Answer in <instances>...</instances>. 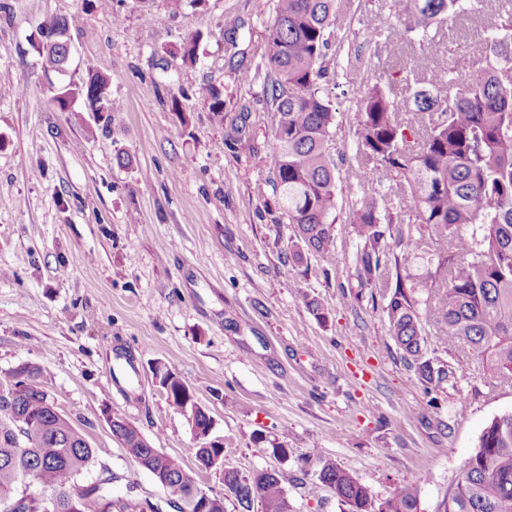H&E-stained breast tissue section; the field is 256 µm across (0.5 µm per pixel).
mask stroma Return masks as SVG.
Returning <instances> with one entry per match:
<instances>
[{"label": "stroma", "instance_id": "stroma-1", "mask_svg": "<svg viewBox=\"0 0 512 512\" xmlns=\"http://www.w3.org/2000/svg\"><path fill=\"white\" fill-rule=\"evenodd\" d=\"M52 15L68 23L75 80L110 78L111 129L84 103L63 112L51 102L32 43ZM273 16L254 0L177 12L169 0H0V376L38 366L58 411L101 451L85 479L111 471L113 496L133 493L158 512H176L171 496L128 457L110 416L181 460L201 488L224 489L197 470L190 427L154 381L159 361L212 417L225 467L282 470L294 512H345L314 475L325 459L381 498L417 481L418 512H436L483 429L512 410V384L430 326L429 354L449 371L430 400L391 336L385 298L357 286L350 225L336 224L332 266L284 264L291 229L270 222L260 192L271 166L265 76L241 80L224 41L238 25V48L258 66ZM477 30L471 19L443 29L467 70L481 65ZM191 33L199 59L186 65L172 51ZM335 82L332 154L347 205L395 182L374 168L354 178L364 88L342 68ZM210 85L226 111L249 112L258 156L224 150L225 128L201 97ZM120 148L129 164H117ZM313 298L327 321L309 310ZM121 350L144 402L109 380ZM279 445L287 457L273 455Z\"/></svg>", "mask_w": 512, "mask_h": 512}]
</instances>
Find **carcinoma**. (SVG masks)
I'll use <instances>...</instances> for the list:
<instances>
[{"mask_svg": "<svg viewBox=\"0 0 512 512\" xmlns=\"http://www.w3.org/2000/svg\"><path fill=\"white\" fill-rule=\"evenodd\" d=\"M355 0H275L274 17L261 63L267 83L266 103L273 112L274 133L266 144L272 159L266 201L272 223L292 228L288 259L297 265L314 255L331 263L336 255L338 194L336 164L330 145L336 134L331 96L335 58L330 39L343 44L339 19ZM396 24L382 35L376 19H367L369 43L412 48L404 84L419 88L402 99L395 82L376 75L372 58L354 71L365 95L358 102L359 151L376 168L394 175L401 194L362 197L351 203L348 223L359 248L355 276L361 288H386L383 308L391 335L415 368L426 394L448 381V371L427 356L424 305L438 338L460 343L477 356L500 383L512 382V0H391ZM476 19L478 47L485 65L464 73L448 62V46L437 33L448 22ZM199 36L188 35L179 54L185 63L198 59ZM47 73L64 67V52L39 53ZM51 102L70 112L82 98L105 106L104 127L112 126L109 79L61 84ZM205 99L213 118L229 124L224 147L241 154L258 148L246 131L249 113L229 117L220 89L209 86ZM428 115V124L408 140L401 115ZM493 200L496 207L487 208ZM427 228L435 271L431 285L402 276L394 258L395 279H386L387 237L404 241V225ZM426 290V299L416 289ZM160 388L170 405L194 414L201 470L224 462V444L207 436L211 416L194 399L178 372L162 365ZM112 434L130 458L176 497L179 512H200L204 497L182 461L152 447L126 418L113 417ZM99 456L70 417L58 412L40 382L39 368L21 363L0 376V512H145L140 499L112 496V475L83 482L82 475ZM224 488L239 507L250 500L266 512H292L284 472L265 469L250 475L222 472ZM318 481L329 487L348 512H417V486L397 484L377 498L354 473L330 459L321 463ZM437 512H512V411L494 417L461 474L448 487Z\"/></svg>", "mask_w": 512, "mask_h": 512, "instance_id": "1", "label": "carcinoma"}]
</instances>
